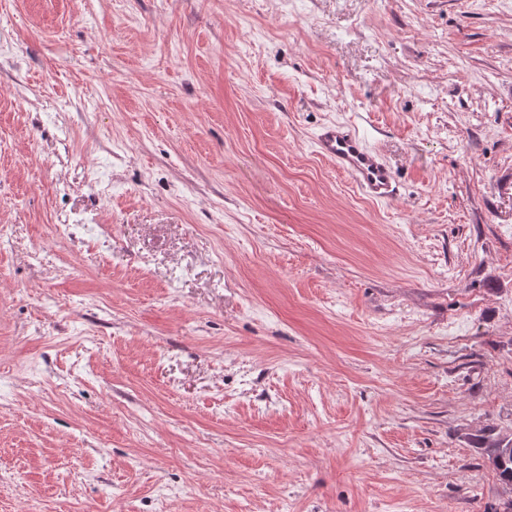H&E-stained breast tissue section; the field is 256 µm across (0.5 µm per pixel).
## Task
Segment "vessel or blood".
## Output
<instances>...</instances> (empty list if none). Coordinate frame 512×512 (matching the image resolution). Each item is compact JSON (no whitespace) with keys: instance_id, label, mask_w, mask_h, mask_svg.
<instances>
[{"instance_id":"obj_1","label":"vessel or blood","mask_w":512,"mask_h":512,"mask_svg":"<svg viewBox=\"0 0 512 512\" xmlns=\"http://www.w3.org/2000/svg\"><path fill=\"white\" fill-rule=\"evenodd\" d=\"M314 147L367 196L389 201L397 195L398 186L390 167L353 125L339 122L323 125L315 136Z\"/></svg>"}]
</instances>
